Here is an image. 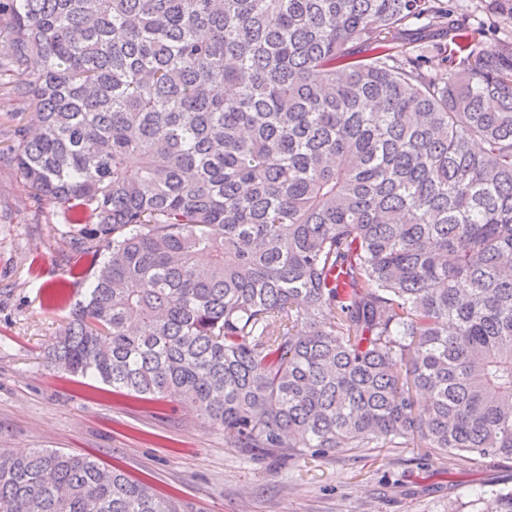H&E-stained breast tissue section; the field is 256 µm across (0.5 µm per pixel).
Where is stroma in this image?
I'll list each match as a JSON object with an SVG mask.
<instances>
[{
    "mask_svg": "<svg viewBox=\"0 0 512 512\" xmlns=\"http://www.w3.org/2000/svg\"><path fill=\"white\" fill-rule=\"evenodd\" d=\"M28 107L0 88V452L89 453L182 512H485L478 491L512 487V467L360 448L320 457L244 456L181 397L147 402L55 369L48 346L90 286L60 210L36 201L10 160Z\"/></svg>",
    "mask_w": 512,
    "mask_h": 512,
    "instance_id": "stroma-1",
    "label": "stroma"
}]
</instances>
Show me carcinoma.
I'll return each mask as SVG.
<instances>
[{"instance_id": "obj_1", "label": "carcinoma", "mask_w": 512, "mask_h": 512, "mask_svg": "<svg viewBox=\"0 0 512 512\" xmlns=\"http://www.w3.org/2000/svg\"><path fill=\"white\" fill-rule=\"evenodd\" d=\"M479 2L478 43L453 0H0L12 160L94 262L49 363L245 455L512 464V0ZM0 512L178 508L36 448Z\"/></svg>"}]
</instances>
